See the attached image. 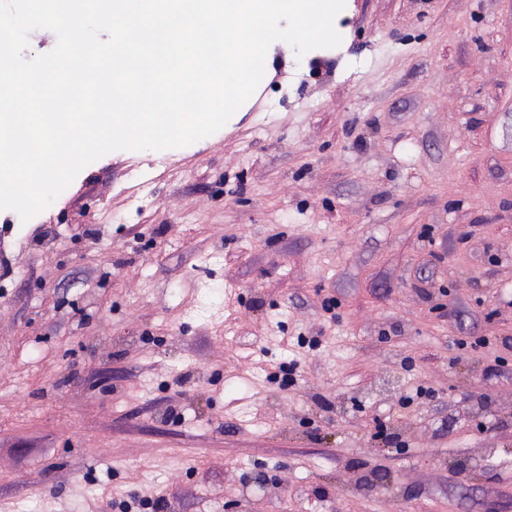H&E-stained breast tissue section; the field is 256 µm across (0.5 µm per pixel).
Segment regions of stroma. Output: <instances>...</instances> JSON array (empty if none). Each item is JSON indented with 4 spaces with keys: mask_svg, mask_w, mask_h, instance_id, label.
<instances>
[{
    "mask_svg": "<svg viewBox=\"0 0 512 512\" xmlns=\"http://www.w3.org/2000/svg\"><path fill=\"white\" fill-rule=\"evenodd\" d=\"M344 14L8 211L0 512H512V0Z\"/></svg>",
    "mask_w": 512,
    "mask_h": 512,
    "instance_id": "obj_1",
    "label": "stroma"
}]
</instances>
